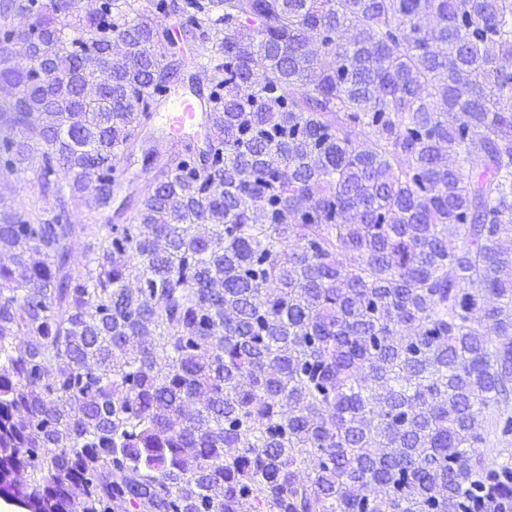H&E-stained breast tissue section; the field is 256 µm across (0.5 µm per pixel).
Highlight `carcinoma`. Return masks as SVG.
Returning a JSON list of instances; mask_svg holds the SVG:
<instances>
[{"label":"carcinoma","instance_id":"obj_1","mask_svg":"<svg viewBox=\"0 0 512 512\" xmlns=\"http://www.w3.org/2000/svg\"><path fill=\"white\" fill-rule=\"evenodd\" d=\"M166 11L207 52L213 134L181 153L150 126L180 66ZM16 12L0 0V40L55 39L68 81L0 60V171L36 186L0 195V496L512 512V451L485 452L512 433V0ZM106 34L128 96L85 55ZM131 156L150 177L124 195ZM2 185V189H1ZM34 189V181L31 170H19L15 172L0 171V192L12 191L18 202L24 201L27 195Z\"/></svg>","mask_w":512,"mask_h":512}]
</instances>
